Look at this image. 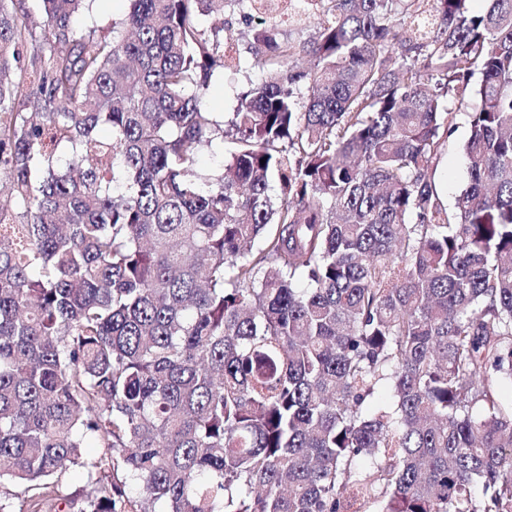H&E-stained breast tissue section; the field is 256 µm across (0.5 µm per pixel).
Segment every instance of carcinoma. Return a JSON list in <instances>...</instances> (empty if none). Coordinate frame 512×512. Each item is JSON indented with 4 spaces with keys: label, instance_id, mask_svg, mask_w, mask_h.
<instances>
[{
    "label": "carcinoma",
    "instance_id": "1",
    "mask_svg": "<svg viewBox=\"0 0 512 512\" xmlns=\"http://www.w3.org/2000/svg\"><path fill=\"white\" fill-rule=\"evenodd\" d=\"M16 2L0 512L6 483L25 512H512V0H301L305 39L256 0H127L105 28L74 25L95 0H41L39 26ZM226 11L264 78L224 115ZM473 100L457 105L456 128L442 148L441 160L435 173V182L445 197L446 204H452L467 182L466 160L462 147L469 136L467 112ZM230 144H224V151L222 147L213 151H206L200 158V169L207 178H215L222 171L223 160L228 157L227 150Z\"/></svg>",
    "mask_w": 512,
    "mask_h": 512
}]
</instances>
